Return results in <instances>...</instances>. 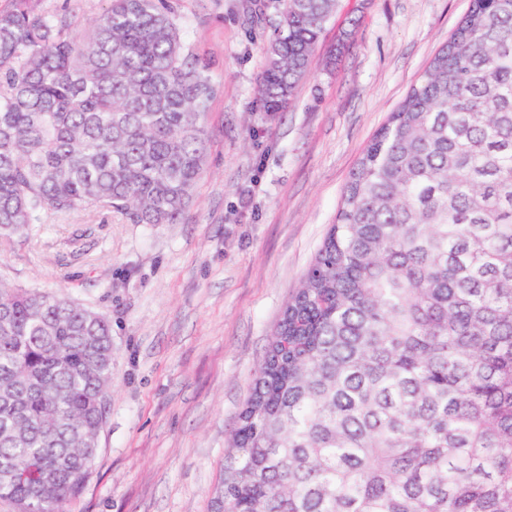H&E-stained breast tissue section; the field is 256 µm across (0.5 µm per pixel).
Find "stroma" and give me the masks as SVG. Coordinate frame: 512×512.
Here are the masks:
<instances>
[{
    "label": "stroma",
    "instance_id": "1",
    "mask_svg": "<svg viewBox=\"0 0 512 512\" xmlns=\"http://www.w3.org/2000/svg\"><path fill=\"white\" fill-rule=\"evenodd\" d=\"M210 64L204 173L179 223L50 216L0 239V279L112 324L106 422L63 512H211L268 338L366 146L470 0H338L288 106L259 111L270 0H170ZM342 51L329 59L334 46Z\"/></svg>",
    "mask_w": 512,
    "mask_h": 512
}]
</instances>
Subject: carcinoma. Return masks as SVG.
<instances>
[{"label": "carcinoma", "instance_id": "carcinoma-1", "mask_svg": "<svg viewBox=\"0 0 512 512\" xmlns=\"http://www.w3.org/2000/svg\"><path fill=\"white\" fill-rule=\"evenodd\" d=\"M279 112L336 0H274ZM209 64L168 0L80 36L0 9V237L51 214L176 224L203 173ZM112 327L0 280V501L61 512L106 420ZM214 512H512V0H471L365 148L227 439Z\"/></svg>", "mask_w": 512, "mask_h": 512}]
</instances>
